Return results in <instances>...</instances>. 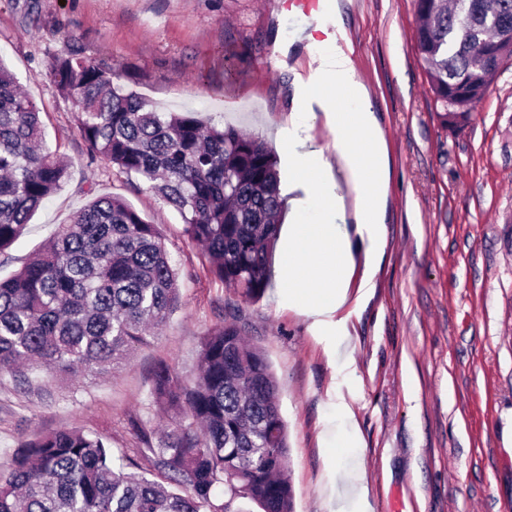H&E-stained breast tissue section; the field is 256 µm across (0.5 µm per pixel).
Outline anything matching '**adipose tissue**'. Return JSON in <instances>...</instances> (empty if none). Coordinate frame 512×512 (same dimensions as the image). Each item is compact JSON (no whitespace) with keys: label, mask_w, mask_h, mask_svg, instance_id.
<instances>
[{"label":"adipose tissue","mask_w":512,"mask_h":512,"mask_svg":"<svg viewBox=\"0 0 512 512\" xmlns=\"http://www.w3.org/2000/svg\"><path fill=\"white\" fill-rule=\"evenodd\" d=\"M308 91L313 99L337 111L336 159L354 193L355 232L366 242L370 256L383 246L382 214L387 169L383 142L369 97L350 58L343 52L321 56L315 80ZM292 188L299 191L293 210L303 198L315 199L319 217L309 223L296 219L288 228L279 281L288 296L305 314L322 320L345 302L355 270L348 238L336 231L341 198L329 190L332 168L322 153L290 157Z\"/></svg>","instance_id":"1"}]
</instances>
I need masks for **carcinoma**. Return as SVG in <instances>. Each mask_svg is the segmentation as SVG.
<instances>
[{
	"label": "carcinoma",
	"mask_w": 512,
	"mask_h": 512,
	"mask_svg": "<svg viewBox=\"0 0 512 512\" xmlns=\"http://www.w3.org/2000/svg\"><path fill=\"white\" fill-rule=\"evenodd\" d=\"M512 0H417L419 54L430 90L448 117L461 79L474 97L496 73L477 69L478 35L495 33L494 10ZM49 73L77 107L91 159L152 183L181 216L188 242L213 277L260 298L284 208L278 160L267 144L232 126L158 112L112 70L77 52ZM68 179L46 142L35 103L0 62V257L37 209ZM179 306L178 272L154 224L122 198L101 195L61 224L50 245L0 278V377L33 369L70 379L118 368ZM238 319L210 329L197 369L176 381L157 366L151 394L172 427L162 437L135 421L149 474L114 457L104 439L79 429L22 442L0 479V512H293L286 474L287 429L278 383Z\"/></svg>",
	"instance_id": "cac0c4a2"
}]
</instances>
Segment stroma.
Returning a JSON list of instances; mask_svg holds the SVG:
<instances>
[{
    "instance_id": "obj_1",
    "label": "stroma",
    "mask_w": 512,
    "mask_h": 512,
    "mask_svg": "<svg viewBox=\"0 0 512 512\" xmlns=\"http://www.w3.org/2000/svg\"><path fill=\"white\" fill-rule=\"evenodd\" d=\"M335 36L294 38L283 0H0V61L36 104L51 147L69 162L0 264L19 270L92 195L122 197L157 225L178 271L180 306L120 368L79 381L0 378V462L19 442L61 428L105 437L140 459L133 420L155 425L149 377L196 368L209 329L240 315L279 383L288 425L293 512H512V58L460 130L439 116L416 47L413 0H337ZM341 48L364 83L386 149L385 247L375 288L315 325L278 283L255 302L214 279L180 214L138 178L90 159L73 101L55 88L53 56L78 51L160 112L232 125L264 139L289 190L288 152L335 161L325 107L289 135V116L320 50ZM233 55L237 74L224 76ZM355 447L333 452L334 437ZM366 502L332 497L341 474Z\"/></svg>"
}]
</instances>
